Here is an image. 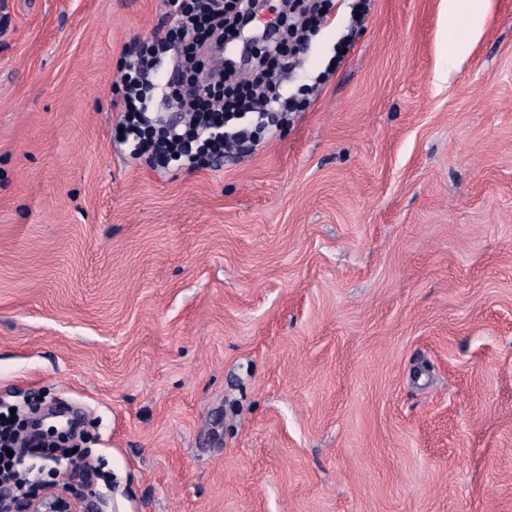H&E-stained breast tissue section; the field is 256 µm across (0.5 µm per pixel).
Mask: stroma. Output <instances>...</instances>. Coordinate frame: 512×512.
I'll return each mask as SVG.
<instances>
[{"instance_id":"stroma-1","label":"stroma","mask_w":512,"mask_h":512,"mask_svg":"<svg viewBox=\"0 0 512 512\" xmlns=\"http://www.w3.org/2000/svg\"><path fill=\"white\" fill-rule=\"evenodd\" d=\"M172 12L0 0V402L106 512H512V0H336L306 109L195 170L116 133ZM489 1L490 0H470L464 2L461 0H448V19L450 21L456 20L458 15L463 11L472 14L477 20L471 30V35H474L479 30L480 20L486 17L489 9Z\"/></svg>"}]
</instances>
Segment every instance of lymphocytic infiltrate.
<instances>
[{
	"label": "lymphocytic infiltrate",
	"instance_id": "f902f5d3",
	"mask_svg": "<svg viewBox=\"0 0 512 512\" xmlns=\"http://www.w3.org/2000/svg\"><path fill=\"white\" fill-rule=\"evenodd\" d=\"M257 15V0H190L168 28L141 45L121 77V129L133 141L132 157L196 167L210 155L247 152L256 130H277L288 113L300 111L298 97L275 87L281 75L295 70L309 34L327 21L318 0H305L298 12H281L254 63L234 81L211 72L207 49L234 39ZM172 50L176 65L166 79L154 80L162 54ZM29 451L12 414L0 417V486L28 490L18 466Z\"/></svg>",
	"mask_w": 512,
	"mask_h": 512
}]
</instances>
